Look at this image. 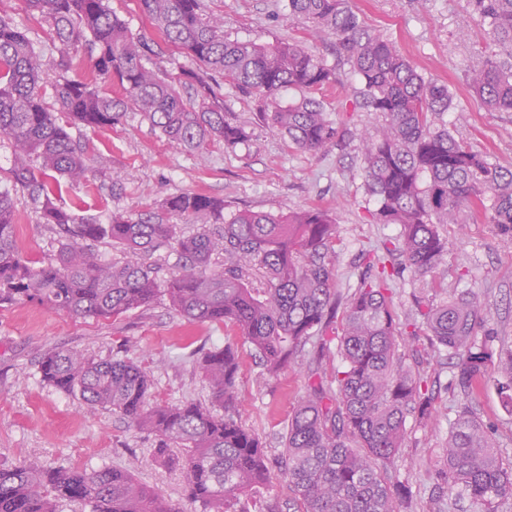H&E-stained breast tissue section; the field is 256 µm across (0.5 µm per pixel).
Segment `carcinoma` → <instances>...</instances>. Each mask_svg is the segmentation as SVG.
Returning a JSON list of instances; mask_svg holds the SVG:
<instances>
[{"label": "carcinoma", "instance_id": "obj_1", "mask_svg": "<svg viewBox=\"0 0 512 512\" xmlns=\"http://www.w3.org/2000/svg\"><path fill=\"white\" fill-rule=\"evenodd\" d=\"M48 22L58 43L55 101L41 91L42 60L33 41L0 14V134L14 153L12 187L39 204L42 223L64 236L53 261L36 266L17 246V219L8 188H0V308L21 302L77 318H116L159 298L177 314L231 324L258 357L267 383L298 365L306 346L330 374L308 379L272 462L259 438L239 418L238 350L230 345L203 353L198 367L212 406L194 402L150 405L151 381L121 359L95 361L72 349H55L40 363L43 380L86 404L110 409L154 437L153 454L180 472L186 499L201 512H279L270 479L277 467L293 497L290 512H400L406 485H391L382 469L403 447L407 418L425 414L430 394L406 366L385 282L400 269L368 266L357 288L341 299L329 256L336 224L327 211L309 207L272 214L240 211L224 218V199L183 192L162 209L201 231L184 236L162 220L112 215L102 224L56 204L62 187L83 185L89 167L73 140L70 121L110 127L127 111L139 112L168 141L203 154L220 139L233 148L247 131L224 114L216 78L257 103L260 118L298 150L318 153L336 144L338 129L315 93L336 82L335 69L309 41L330 36L361 84L363 105L383 123L360 141L367 189L378 202L376 219L399 226L394 251L404 267L424 275L448 253L440 224H456L462 211L512 234V169L491 163L450 134L443 116L449 86L422 75L382 33L364 25L348 0H288L291 15L307 22L297 42L259 45L224 34V20L202 0H141L144 12L169 42L202 66L185 71L184 99L175 81L148 65L150 44L134 35L106 0H25ZM497 50L469 77V88L489 112H512V0H469ZM87 47L93 72L123 89L112 98L71 74L72 53ZM286 90L299 98L282 101ZM103 239L123 249V260L103 263L90 245ZM175 257L159 278L151 255ZM343 309L341 332L336 314ZM432 345L458 359L457 381L470 390L499 374L512 408V350L495 351L476 335L484 305L478 294H450L437 305L417 306ZM438 483L456 495L498 512L512 500V461L475 414L464 409L448 433ZM62 500L90 512H184L157 488L125 469L49 470L35 456L0 463V512H57Z\"/></svg>", "mask_w": 512, "mask_h": 512}]
</instances>
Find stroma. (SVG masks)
<instances>
[{
    "instance_id": "35a3bbf8",
    "label": "stroma",
    "mask_w": 512,
    "mask_h": 512,
    "mask_svg": "<svg viewBox=\"0 0 512 512\" xmlns=\"http://www.w3.org/2000/svg\"><path fill=\"white\" fill-rule=\"evenodd\" d=\"M205 2L209 12L223 17L230 38L271 44L305 36L303 21L289 16L286 0ZM108 5L133 33L154 42L161 69L177 76L192 68L181 49L160 37L140 0H108ZM350 6L425 77L452 87L453 103L444 115L452 135L484 152L490 162L512 168V112L486 111L467 86L466 75L480 65L488 44L469 0H350ZM0 12L27 30L42 54L46 79H54L58 53L48 23L31 20L24 0H0ZM314 49L338 77L317 93L329 119L346 133L379 128L380 114L362 107L358 83L332 40H319ZM223 94L226 115L244 125L249 137L233 149L214 143L201 156L171 144L137 112H126L108 128L72 126L70 133L83 145L91 173L87 186L63 191L58 205L103 223L115 213L161 214L163 199L182 192L223 197L228 216L241 210L278 214L320 207L336 224L331 264L338 292L354 290L370 259L384 257L400 265L399 256L385 251L398 227L372 217L377 204L365 184L357 142L346 136L320 154L301 152L275 128L258 122L254 100L228 85ZM11 196L23 255L39 265L52 261L61 247L59 234L42 223L27 192L12 190ZM439 231L449 250L437 268L423 276L402 270L389 283L397 326L413 319L415 300L436 305L448 295L473 290L487 309L478 334H491L494 348L511 349L512 236L467 212L459 223L440 225ZM399 340L409 351L407 365L427 382L432 395L424 418H408L405 445L387 473L389 481L408 488L403 512H480L469 500L439 492L435 469L440 452L460 410L468 406L512 458V413L493 381L469 393L461 389L454 380L455 359L433 347L427 331L414 337L405 333ZM225 344L239 352L241 421L260 437L269 456L277 457L307 375L319 369L311 356H304L302 368L284 371L266 385L235 327L188 320L163 300L113 319L56 314L32 303L0 309V462L14 464L34 455L50 469H126L142 483L159 486L184 512H200L199 506L185 502L179 473L156 461L152 436L111 410L88 406L43 383L38 367L55 348L74 349L95 360L125 359L150 374L152 403L193 401L207 407L211 391L196 360L203 351Z\"/></svg>"
}]
</instances>
